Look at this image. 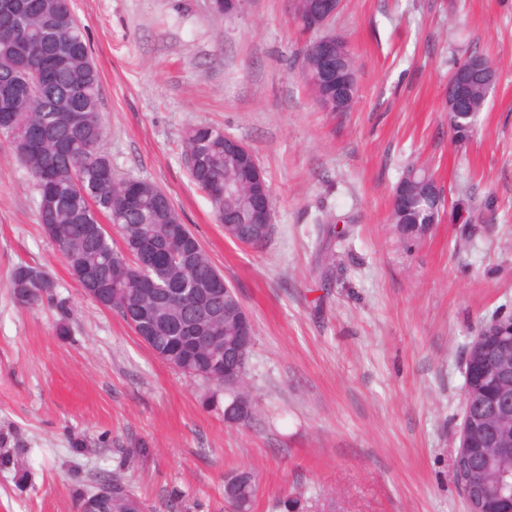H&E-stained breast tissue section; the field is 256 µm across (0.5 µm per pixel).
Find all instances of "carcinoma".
Masks as SVG:
<instances>
[{"label":"carcinoma","mask_w":512,"mask_h":512,"mask_svg":"<svg viewBox=\"0 0 512 512\" xmlns=\"http://www.w3.org/2000/svg\"><path fill=\"white\" fill-rule=\"evenodd\" d=\"M0 8V136L8 139L14 156L31 175L37 191V219L57 245L70 268L89 271L94 282L108 286L105 308L116 312L163 362L210 390L224 391V421L251 422L257 404L247 391V362L254 325L234 289L205 299L216 266L197 238L182 224L169 197L151 182L134 183L138 202L126 205L128 180L112 168L104 150L105 129L100 115V77L90 62L85 35L71 0H9ZM326 0H294V19L304 26L307 16L321 11ZM28 17L25 31L32 44L17 57L8 44L19 16ZM59 44L68 48L64 68L38 77L33 85L14 83L12 65L37 62ZM472 111L487 102L485 85L472 88ZM82 112L75 124L69 105ZM184 154H193L188 169L193 183L208 197L215 220L226 238L236 241L254 223L248 205L246 176L253 157L224 154V131L194 125L185 131ZM432 172L409 167L400 182L413 204L391 209L389 223L404 243L420 240L421 224L438 207V196L422 194ZM105 216L121 237L118 250L103 229ZM10 288L16 301L33 306L54 296L57 285L35 266L18 265ZM255 482L251 472L238 471L224 484V499L235 512H251Z\"/></svg>","instance_id":"cac0c4a2"}]
</instances>
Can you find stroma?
Segmentation results:
<instances>
[{
  "mask_svg": "<svg viewBox=\"0 0 512 512\" xmlns=\"http://www.w3.org/2000/svg\"><path fill=\"white\" fill-rule=\"evenodd\" d=\"M101 80L104 147L162 189L252 316L256 420L227 424L205 387L85 296L37 221L36 190L0 138V512H78L103 474L150 512H233L224 478L254 477L253 512H465L453 471L464 358L512 314V0H342L359 92L325 112L301 75L292 0H73ZM478 55L498 77L455 145L448 77ZM209 124L255 154L275 199L261 248L229 242L189 178L182 135ZM413 164L445 194L431 235L388 216ZM469 205L474 224H462ZM56 297L32 307L17 264ZM10 288L18 303L33 306L54 296L57 285L49 274L35 266L18 265L12 275Z\"/></svg>",
  "mask_w": 512,
  "mask_h": 512,
  "instance_id": "1",
  "label": "stroma"
}]
</instances>
